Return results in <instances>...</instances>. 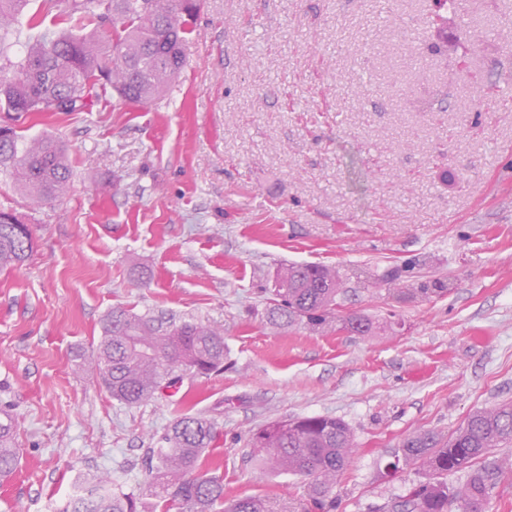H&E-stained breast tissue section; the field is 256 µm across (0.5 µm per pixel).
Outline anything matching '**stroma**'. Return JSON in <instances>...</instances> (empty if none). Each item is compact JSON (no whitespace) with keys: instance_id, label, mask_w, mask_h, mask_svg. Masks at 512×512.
I'll list each match as a JSON object with an SVG mask.
<instances>
[{"instance_id":"obj_1","label":"stroma","mask_w":512,"mask_h":512,"mask_svg":"<svg viewBox=\"0 0 512 512\" xmlns=\"http://www.w3.org/2000/svg\"><path fill=\"white\" fill-rule=\"evenodd\" d=\"M433 12L201 0L164 98L19 120L62 142L73 176L33 209L0 172V208L35 239L0 273V401L21 450L0 512H68L99 473L151 512L147 451L185 413L216 424L229 498L303 493L258 475V426L343 419L358 448L337 512H387L420 479L387 471L405 438L512 400V0H455L453 52ZM289 263L336 268L345 310L394 330L270 327L264 290ZM116 306L222 325L223 372L120 404L89 372Z\"/></svg>"}]
</instances>
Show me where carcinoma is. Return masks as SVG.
Masks as SVG:
<instances>
[{
    "mask_svg": "<svg viewBox=\"0 0 512 512\" xmlns=\"http://www.w3.org/2000/svg\"><path fill=\"white\" fill-rule=\"evenodd\" d=\"M31 0H0V40L11 34ZM198 0H44L28 17L32 29L49 13L79 27L45 32L12 60L0 55V110L20 118L29 112H92L112 96L128 105L154 102L166 95L185 66L182 51L193 31ZM9 173L32 205L63 195L72 168L63 144L52 137L31 140L18 127L0 124V170ZM34 247L29 225L0 209V271L20 268ZM342 281L336 269L290 264L275 274L269 291L267 322L276 328L301 324L373 337L392 328L369 315L341 313ZM224 368V328L184 320L157 322L114 307L102 321L94 373L112 399L140 405L180 373L208 375ZM17 421L0 406V478L19 466ZM219 434L215 424L184 414L169 427L166 447L151 448L156 460L149 486L159 512H336L333 488L355 448L349 425L329 416L275 420L249 439L261 475L304 478L301 497L288 501L262 496L224 497V480L212 468L210 452ZM512 445V402L471 413L444 437L430 430L406 438L393 472L404 466L426 479L391 504L389 512H486L501 477L512 472L490 460ZM465 473L461 484L448 476ZM72 512H136L130 497L114 493L111 480L94 477L79 486Z\"/></svg>",
    "mask_w": 512,
    "mask_h": 512,
    "instance_id": "1",
    "label": "carcinoma"
}]
</instances>
